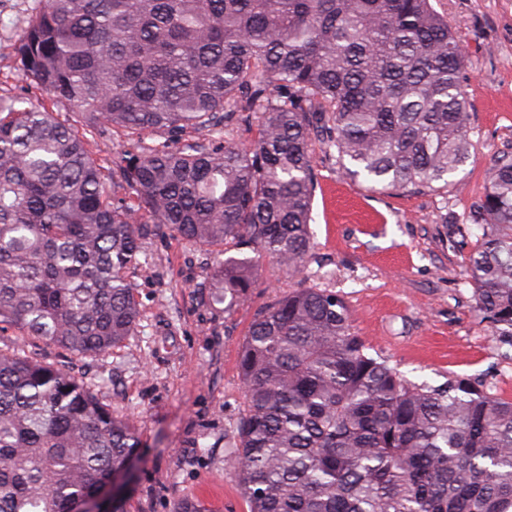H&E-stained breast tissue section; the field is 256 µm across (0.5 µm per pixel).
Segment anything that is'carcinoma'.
I'll return each instance as SVG.
<instances>
[{
    "instance_id": "1",
    "label": "carcinoma",
    "mask_w": 512,
    "mask_h": 512,
    "mask_svg": "<svg viewBox=\"0 0 512 512\" xmlns=\"http://www.w3.org/2000/svg\"><path fill=\"white\" fill-rule=\"evenodd\" d=\"M42 2L17 68L71 115L0 99L1 336L93 358L139 335L130 272L158 234L224 256L204 287L228 313L264 261L304 273L314 137L378 193H441L469 158L464 55L432 0ZM116 130L131 149L107 176L87 136ZM187 130L201 138L143 145ZM472 222L475 308L512 348V158ZM238 369L249 512H512V401L408 380L338 294L301 286L259 311ZM98 387L0 349V512H76L127 467L140 433Z\"/></svg>"
}]
</instances>
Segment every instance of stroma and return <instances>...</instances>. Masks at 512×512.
<instances>
[{
	"label": "stroma",
	"instance_id": "1",
	"mask_svg": "<svg viewBox=\"0 0 512 512\" xmlns=\"http://www.w3.org/2000/svg\"><path fill=\"white\" fill-rule=\"evenodd\" d=\"M465 56L471 154L447 192L382 195L348 178L336 151L313 142L307 269L291 279L273 265L232 313L203 283L214 254L169 234L147 239L132 276L143 332L106 356L70 357L18 336L0 346L65 365L100 384L99 401L140 433L123 478L127 512H249L233 468L231 429L244 401L239 350L254 315L299 285L341 295L370 356L407 379L451 377L512 401V349L474 308L468 258L482 230L471 221L494 159L512 156V0H434ZM40 0H0V97L50 107L16 69L14 48Z\"/></svg>",
	"mask_w": 512,
	"mask_h": 512
}]
</instances>
